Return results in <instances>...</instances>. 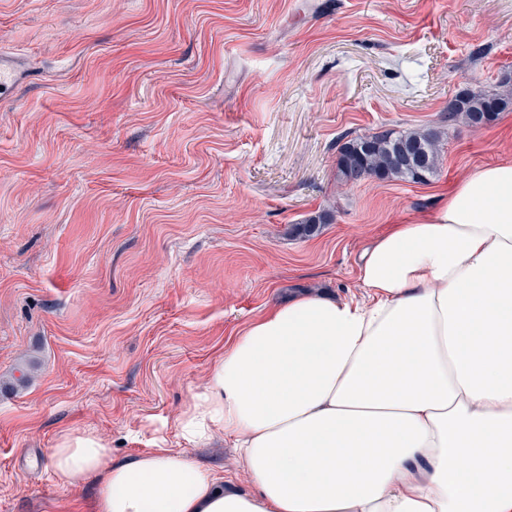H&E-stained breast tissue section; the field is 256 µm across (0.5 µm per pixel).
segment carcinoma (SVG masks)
Here are the masks:
<instances>
[{
    "instance_id": "carcinoma-1",
    "label": "carcinoma",
    "mask_w": 512,
    "mask_h": 512,
    "mask_svg": "<svg viewBox=\"0 0 512 512\" xmlns=\"http://www.w3.org/2000/svg\"><path fill=\"white\" fill-rule=\"evenodd\" d=\"M512 105V97L473 94L462 91L448 103L444 121L452 127L464 120L472 127L487 125ZM441 136L435 131H394L357 136L346 142L337 159V169L345 182L365 177L425 183L438 169ZM328 220L320 213L294 224L290 233L298 238L317 235Z\"/></svg>"
}]
</instances>
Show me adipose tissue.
Instances as JSON below:
<instances>
[{
	"instance_id": "adipose-tissue-1",
	"label": "adipose tissue",
	"mask_w": 512,
	"mask_h": 512,
	"mask_svg": "<svg viewBox=\"0 0 512 512\" xmlns=\"http://www.w3.org/2000/svg\"><path fill=\"white\" fill-rule=\"evenodd\" d=\"M357 280L255 318L179 417L187 446L231 440L250 491L80 434L50 452L58 482L98 478L97 512H512V159L376 237Z\"/></svg>"
}]
</instances>
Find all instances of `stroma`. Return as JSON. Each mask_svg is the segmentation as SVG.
Masks as SVG:
<instances>
[{
    "label": "stroma",
    "instance_id": "obj_1",
    "mask_svg": "<svg viewBox=\"0 0 512 512\" xmlns=\"http://www.w3.org/2000/svg\"><path fill=\"white\" fill-rule=\"evenodd\" d=\"M0 49L29 68L0 100V512H95V480L53 475L64 435L182 448L232 336L358 295L392 218L512 156V109L442 120L512 78V0H0ZM388 129L442 130L436 175L341 181L342 145ZM191 454L247 490L223 439ZM512 105V97L498 94H473L462 91L448 103V113L443 117L452 127L463 119L469 126L479 127L494 121L500 112Z\"/></svg>",
    "mask_w": 512,
    "mask_h": 512
}]
</instances>
